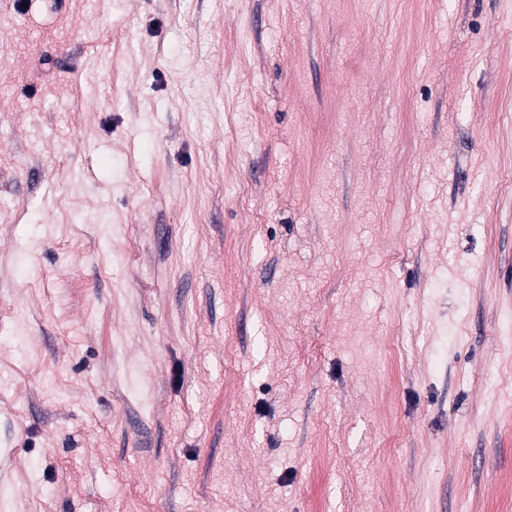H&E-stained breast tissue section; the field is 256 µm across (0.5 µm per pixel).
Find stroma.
<instances>
[{
    "label": "stroma",
    "mask_w": 512,
    "mask_h": 512,
    "mask_svg": "<svg viewBox=\"0 0 512 512\" xmlns=\"http://www.w3.org/2000/svg\"><path fill=\"white\" fill-rule=\"evenodd\" d=\"M0 512H512V0H0Z\"/></svg>",
    "instance_id": "35a3bbf8"
}]
</instances>
